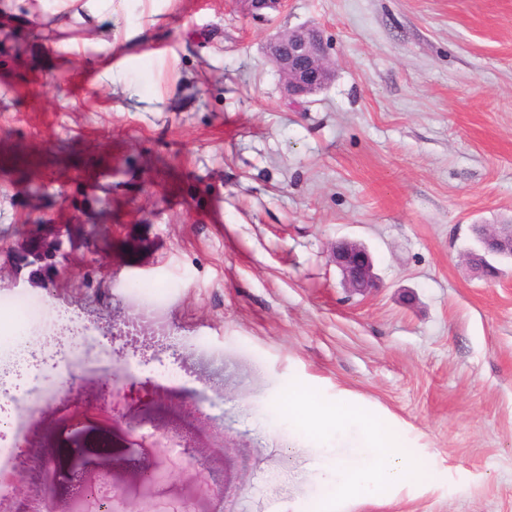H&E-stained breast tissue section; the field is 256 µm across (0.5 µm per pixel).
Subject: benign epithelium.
<instances>
[{
	"instance_id": "1",
	"label": "benign epithelium",
	"mask_w": 512,
	"mask_h": 512,
	"mask_svg": "<svg viewBox=\"0 0 512 512\" xmlns=\"http://www.w3.org/2000/svg\"><path fill=\"white\" fill-rule=\"evenodd\" d=\"M247 13L260 17L281 11L286 0H237ZM270 61L281 73L285 96L292 103L323 89L334 77L330 65V54L320 29L306 26L274 35L268 42ZM481 250L468 256V265L473 272L494 281L502 274L497 261L512 259V219L503 224H480ZM331 262L339 269L346 291L358 295L370 294L380 288L374 272V263L368 249L347 240L336 242L331 247ZM96 495L88 501L97 503L99 512H133L122 498L102 501L97 492L108 495L111 485L102 481L90 485Z\"/></svg>"
}]
</instances>
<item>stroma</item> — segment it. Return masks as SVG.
<instances>
[{"instance_id": "1", "label": "stroma", "mask_w": 512, "mask_h": 512, "mask_svg": "<svg viewBox=\"0 0 512 512\" xmlns=\"http://www.w3.org/2000/svg\"><path fill=\"white\" fill-rule=\"evenodd\" d=\"M302 26L335 76L291 104L265 45ZM112 28L86 43L70 0H0V295L85 328L74 348L24 337L48 360L0 399L14 504L44 512L56 435L88 446L83 482L110 475L142 512H315V447L272 423L298 381L348 393L433 465L343 512H512V262L488 282L465 261L471 225L512 218V0H288L263 18L112 0ZM88 206L112 233L85 286L60 267L99 235L53 240ZM340 240L367 247L379 292L346 293Z\"/></svg>"}]
</instances>
